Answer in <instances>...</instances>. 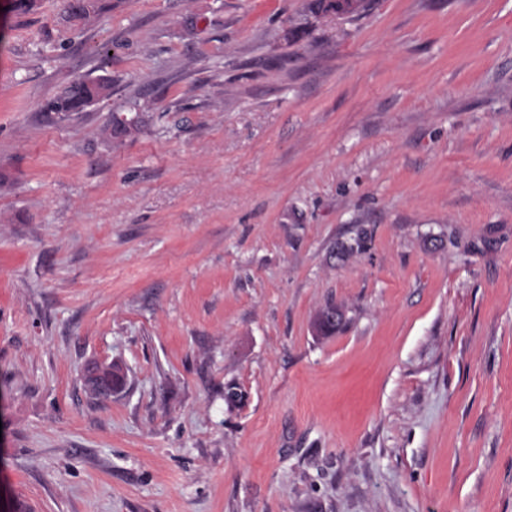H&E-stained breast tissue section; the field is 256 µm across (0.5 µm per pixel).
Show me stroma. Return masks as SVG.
Segmentation results:
<instances>
[{"label":"stroma","mask_w":512,"mask_h":512,"mask_svg":"<svg viewBox=\"0 0 512 512\" xmlns=\"http://www.w3.org/2000/svg\"><path fill=\"white\" fill-rule=\"evenodd\" d=\"M306 5L0 11V512H512V0ZM102 0H75L77 3L70 5L65 16L68 23H80L87 19L91 14L101 11L104 6L100 3ZM92 95L101 96V100L111 97L112 78L108 77L106 84H97L93 81V78L77 79L66 86L58 96L47 102L42 112L52 121H65L72 115L83 112V99ZM51 107H53V110Z\"/></svg>","instance_id":"stroma-1"}]
</instances>
